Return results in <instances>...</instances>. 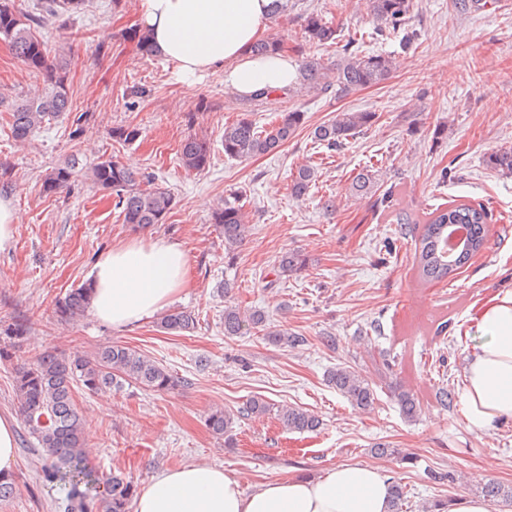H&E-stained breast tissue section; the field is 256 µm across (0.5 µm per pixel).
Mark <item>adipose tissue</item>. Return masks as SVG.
Returning a JSON list of instances; mask_svg holds the SVG:
<instances>
[{
  "instance_id": "1",
  "label": "adipose tissue",
  "mask_w": 512,
  "mask_h": 512,
  "mask_svg": "<svg viewBox=\"0 0 512 512\" xmlns=\"http://www.w3.org/2000/svg\"><path fill=\"white\" fill-rule=\"evenodd\" d=\"M273 8V0H139L140 21L180 82L220 69L238 95L280 90L296 77L285 54L250 52ZM186 268L181 245L163 238L107 251L90 276L94 316L115 329L152 316L186 287ZM472 321L483 342L467 357L461 404L468 427L492 431L512 421V291L486 300ZM391 482L378 468L346 463L317 480L291 477L250 491L234 471L184 464L152 476L134 512H390Z\"/></svg>"
}]
</instances>
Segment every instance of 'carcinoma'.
Instances as JSON below:
<instances>
[{"label": "carcinoma", "mask_w": 512, "mask_h": 512, "mask_svg": "<svg viewBox=\"0 0 512 512\" xmlns=\"http://www.w3.org/2000/svg\"><path fill=\"white\" fill-rule=\"evenodd\" d=\"M368 13L378 30H398L406 24L410 0H365ZM88 0H36L31 9H19L11 0H0V39L7 41L16 57L27 69L42 75L43 87L27 97L9 112L8 126L14 141L25 143L50 121L74 110L73 93L65 68L49 60L45 43L35 29L50 18L72 17L82 14ZM304 39L317 46L338 44L337 29L319 13L307 14ZM283 51V42L277 37L260 39L251 47L252 55L266 57ZM394 71V60L385 54H364L344 48L336 63V95L342 96L358 88L379 84ZM303 81L324 89L331 86L321 63L308 60L303 66ZM373 112H340L328 122L313 130L315 141L330 151L339 150L345 141L373 123ZM306 123L300 110L278 113L275 123L261 129L251 119L243 117L224 127V154L234 159H249L277 151ZM139 128L119 126L112 129V138L130 144L138 139ZM180 161L190 171H202L210 163L209 141L197 135L187 136L180 146ZM487 163L504 174H512V150H498L489 154ZM75 174V163L59 165L45 174L44 192L56 193L69 185ZM84 178L99 189L115 192L122 222L135 231L147 230L165 222L175 200L171 192L153 183L150 175L135 171L119 161L103 159L84 172ZM317 178V168L303 165L291 180V193L306 195ZM213 224L224 237V245L231 248L242 242L246 232V213L238 195L225 199L212 215ZM485 206L470 202L450 201L440 204L429 213L422 232L414 243L413 268L425 284L446 280L471 264L488 241ZM463 224L467 237L474 244L470 253L448 256V226ZM90 306V288L84 284L71 289L55 303L56 315L71 321L84 315ZM196 317L189 311L172 308L159 318L161 329L169 333L191 332ZM255 331L263 339L279 346H294L299 337L284 330L268 327V318L261 310H243L236 305L224 307V335L242 336ZM26 327L21 323L0 326V344L12 346L25 339ZM135 383L149 389L163 391L178 386L160 363L127 345L114 343L89 358L78 352L45 351L32 363L15 372V394L24 427L39 445L43 458L40 477L46 484L59 488L64 497L59 507L64 512H129L133 487L125 475L114 472L103 479L89 462L83 430L84 415L74 399L75 388L95 393L103 389L119 388L123 383ZM329 383L355 408L370 410L376 402V393L361 373L342 366L329 373ZM398 402L405 418L417 417L419 402L413 394L402 392ZM269 404L259 397L250 398L236 413L221 408L210 412L207 426L216 435L231 432L235 420L267 413ZM278 420L289 432H311L321 421L310 411L299 406L278 409ZM482 493L495 502L502 498L512 501V487L504 488L495 482L484 486Z\"/></svg>", "instance_id": "1"}]
</instances>
